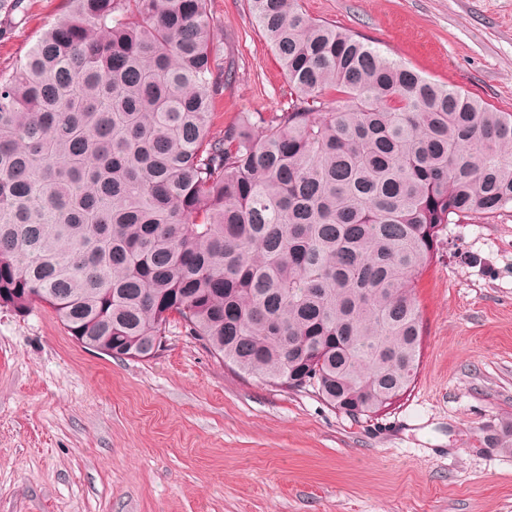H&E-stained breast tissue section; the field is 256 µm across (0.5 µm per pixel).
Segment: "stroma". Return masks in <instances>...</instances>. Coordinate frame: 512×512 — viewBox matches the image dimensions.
Instances as JSON below:
<instances>
[{
  "label": "stroma",
  "mask_w": 512,
  "mask_h": 512,
  "mask_svg": "<svg viewBox=\"0 0 512 512\" xmlns=\"http://www.w3.org/2000/svg\"><path fill=\"white\" fill-rule=\"evenodd\" d=\"M387 57L512 113V0H302ZM235 77L213 132L287 108L247 0H209ZM65 0L0 13V73ZM407 397L353 420L233 370L171 323L151 358L80 346L46 305L0 307V512H512V209L449 225L418 283Z\"/></svg>",
  "instance_id": "1"
}]
</instances>
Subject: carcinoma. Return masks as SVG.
Masks as SVG:
<instances>
[{
	"label": "carcinoma",
	"mask_w": 512,
	"mask_h": 512,
	"mask_svg": "<svg viewBox=\"0 0 512 512\" xmlns=\"http://www.w3.org/2000/svg\"><path fill=\"white\" fill-rule=\"evenodd\" d=\"M207 2L67 0L0 74V301L117 358L176 321L241 373L376 416L417 375L441 232L512 208V113L300 0H248L295 97L216 136L233 66Z\"/></svg>",
	"instance_id": "cac0c4a2"
}]
</instances>
